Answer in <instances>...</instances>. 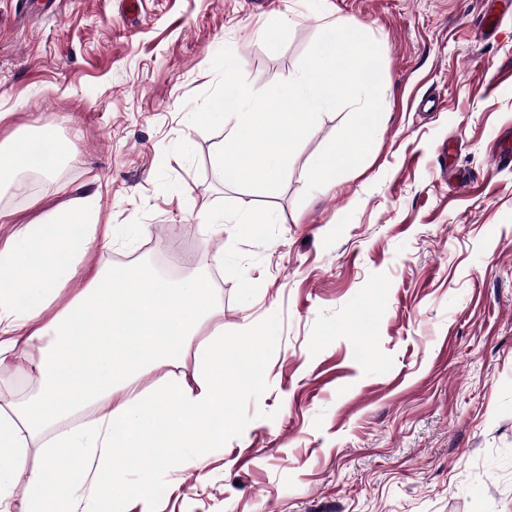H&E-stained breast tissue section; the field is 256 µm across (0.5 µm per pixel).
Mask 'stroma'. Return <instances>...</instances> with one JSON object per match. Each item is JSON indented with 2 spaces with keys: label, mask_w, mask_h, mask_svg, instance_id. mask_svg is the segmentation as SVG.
Returning a JSON list of instances; mask_svg holds the SVG:
<instances>
[{
  "label": "stroma",
  "mask_w": 512,
  "mask_h": 512,
  "mask_svg": "<svg viewBox=\"0 0 512 512\" xmlns=\"http://www.w3.org/2000/svg\"><path fill=\"white\" fill-rule=\"evenodd\" d=\"M484 4L0 0V143L48 127L73 146L25 195L0 184V248L85 207L95 243L57 311L113 264L165 269L171 250L187 276L202 249L224 258L204 327L232 365L224 445L155 472L154 512H512V17L487 31ZM329 22L381 50L366 159L306 192L342 109L279 191L211 180L224 132L189 116L217 52L263 89ZM248 202L274 223H241Z\"/></svg>",
  "instance_id": "1"
}]
</instances>
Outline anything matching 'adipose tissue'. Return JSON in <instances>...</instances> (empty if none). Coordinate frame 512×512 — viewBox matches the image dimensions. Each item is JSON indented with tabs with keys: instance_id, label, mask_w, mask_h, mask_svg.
Returning a JSON list of instances; mask_svg holds the SVG:
<instances>
[{
	"instance_id": "obj_1",
	"label": "adipose tissue",
	"mask_w": 512,
	"mask_h": 512,
	"mask_svg": "<svg viewBox=\"0 0 512 512\" xmlns=\"http://www.w3.org/2000/svg\"><path fill=\"white\" fill-rule=\"evenodd\" d=\"M51 138L35 157L28 143L0 146V179L31 170L51 175L68 158ZM83 207L52 212L48 231L27 227L0 249V372L38 346L22 373L36 386L21 403L0 406V506L23 488L27 512H114L132 495L153 512L152 473L167 462L224 445V330L199 339L221 308L204 256L195 274L174 280L145 266L113 265L62 313L45 318L77 255L92 236L75 237ZM195 348L198 371L179 367ZM164 376L151 388L142 378ZM39 455V467L28 465ZM139 474L129 482V474Z\"/></svg>"
}]
</instances>
